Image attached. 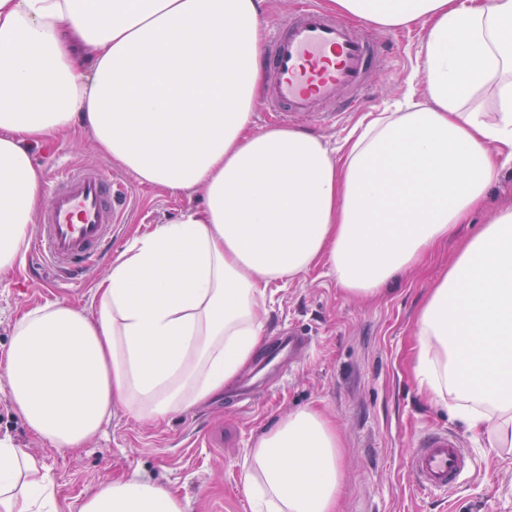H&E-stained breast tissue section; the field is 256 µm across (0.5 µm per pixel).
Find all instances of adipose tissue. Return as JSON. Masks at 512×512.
Segmentation results:
<instances>
[{
  "instance_id": "adipose-tissue-1",
  "label": "adipose tissue",
  "mask_w": 512,
  "mask_h": 512,
  "mask_svg": "<svg viewBox=\"0 0 512 512\" xmlns=\"http://www.w3.org/2000/svg\"><path fill=\"white\" fill-rule=\"evenodd\" d=\"M385 29L420 27L424 102L362 116L337 149L256 129L264 0H0V275L36 221L33 146L87 130L138 182L198 190L201 208L135 237L96 287L97 312L58 301L15 321L6 396L61 450L113 404L159 420L223 393L263 346L270 284L328 267L376 295L454 236L512 163V0H325ZM414 376L451 420L512 449V204L430 288ZM343 443L311 408L268 430L246 480L269 512H336ZM43 461L0 436V512H56ZM72 512H186L136 474Z\"/></svg>"
}]
</instances>
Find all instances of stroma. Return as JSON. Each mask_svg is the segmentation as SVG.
I'll return each instance as SVG.
<instances>
[{
    "label": "stroma",
    "instance_id": "35a3bbf8",
    "mask_svg": "<svg viewBox=\"0 0 512 512\" xmlns=\"http://www.w3.org/2000/svg\"><path fill=\"white\" fill-rule=\"evenodd\" d=\"M387 36L397 59L374 72L370 112L421 90L419 29H393ZM32 159L47 175L64 161L111 169L125 187L122 221L112 229L116 252L134 236L203 203L197 191L172 194L141 185L95 150L80 128L33 147ZM456 251L453 242L437 247L423 264L368 300L347 298L324 267L272 286L259 313L265 349L288 329L309 336L311 343L286 374L251 363L243 378L258 387L247 407H237L228 389L204 406L141 423L116 404L100 434L72 450L42 440L5 400L6 353L21 312L65 300L94 314L97 283L56 288L32 273L27 259H19L10 274L0 277V436H11L43 460L59 512H69L71 503L96 486L134 473L186 497V512H254L245 481L250 448L289 412L312 407L336 424L343 440L345 488L336 512H512V452L493 448L488 437L460 432L413 377L418 309ZM433 429L460 433L476 463L475 472L444 497L419 494L406 472L417 440Z\"/></svg>",
    "mask_w": 512,
    "mask_h": 512
}]
</instances>
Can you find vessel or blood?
<instances>
[{"instance_id":"vessel-or-blood-1","label":"vessel or blood","mask_w":512,"mask_h":512,"mask_svg":"<svg viewBox=\"0 0 512 512\" xmlns=\"http://www.w3.org/2000/svg\"><path fill=\"white\" fill-rule=\"evenodd\" d=\"M267 27L264 109L287 123H336L361 105L371 73L394 58L392 42L330 14L319 0H295L286 20ZM118 192L102 166L59 164L32 235L29 263L51 268L56 280L86 283L112 245ZM474 468L460 439L445 430L422 437L408 463L413 485L426 495L447 493Z\"/></svg>"}]
</instances>
